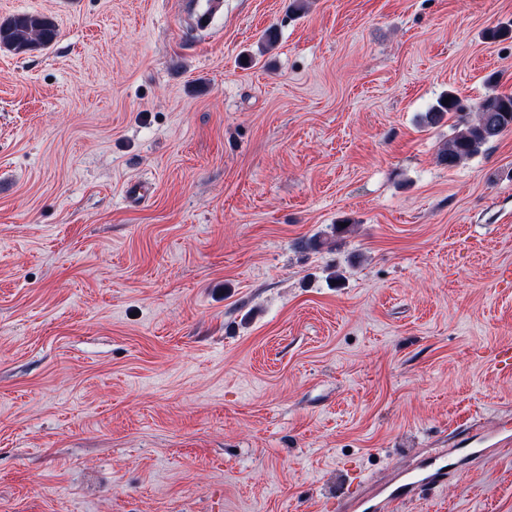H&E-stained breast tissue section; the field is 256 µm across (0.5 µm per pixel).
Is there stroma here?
<instances>
[{"label":"stroma","instance_id":"1","mask_svg":"<svg viewBox=\"0 0 512 512\" xmlns=\"http://www.w3.org/2000/svg\"><path fill=\"white\" fill-rule=\"evenodd\" d=\"M24 13L58 37L0 47V512H336L512 421V130L450 168L424 122L512 92V0ZM468 454L393 512H512V445Z\"/></svg>","mask_w":512,"mask_h":512}]
</instances>
